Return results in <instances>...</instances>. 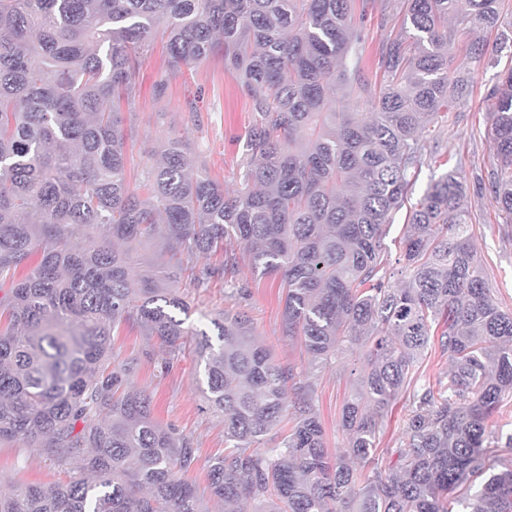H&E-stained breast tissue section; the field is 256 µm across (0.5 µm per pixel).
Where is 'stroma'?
<instances>
[{"label":"stroma","instance_id":"35a3bbf8","mask_svg":"<svg viewBox=\"0 0 512 512\" xmlns=\"http://www.w3.org/2000/svg\"><path fill=\"white\" fill-rule=\"evenodd\" d=\"M453 65L467 73L476 94L453 108L452 123L445 127L442 146L448 168H459L465 184L467 204L472 214V244L482 260L487 283L503 310L512 312V224L503 223L496 203L481 190L479 180L492 162L488 130L491 102L480 90L497 80L498 70L471 61L465 46H456ZM163 45H156L136 73L137 94L124 115L132 131L129 151V177L138 180L152 165L160 141L182 139L190 160L204 158L210 176L225 190H235L241 151L239 139L254 123L255 114L235 81L224 71L221 60L201 64L184 74L169 70ZM249 294L241 299L240 311L250 317L255 332L282 363L300 372H312L315 405L325 430L330 455L342 454L346 446L341 428V411L361 367L358 356L344 355L335 365L310 370L300 340L281 336L280 276L255 277L243 272ZM196 311L189 323L197 329H210L211 318L224 310V283L217 280L207 288L187 291ZM120 357L133 358L137 368L133 380L153 398L157 421L174 428L177 434L193 439L198 461L189 477L198 488L208 482V465L213 455L224 451V426L207 408L198 385L203 375L194 352L193 337H186L182 352L169 371H160L163 355L156 339L145 336L138 326L122 328L115 338ZM63 476L34 448L0 445V489L17 484L49 487Z\"/></svg>","mask_w":512,"mask_h":512}]
</instances>
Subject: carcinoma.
<instances>
[{
    "instance_id": "cac0c4a2",
    "label": "carcinoma",
    "mask_w": 512,
    "mask_h": 512,
    "mask_svg": "<svg viewBox=\"0 0 512 512\" xmlns=\"http://www.w3.org/2000/svg\"><path fill=\"white\" fill-rule=\"evenodd\" d=\"M377 1L380 25L396 18L400 33L379 44L372 81L353 0H0V443L38 448L68 475L0 491V512H208L185 479L192 439L156 420L134 361L114 350L131 322L170 355L196 337L200 391L224 424L208 485L224 512L243 500L252 512H512V464L492 431L512 397V313L471 244L463 178L448 171L411 198L439 155L425 133L473 91L451 50L495 64L512 22L501 0ZM488 29L490 49L476 38ZM160 35L170 69L217 57L251 103L233 193L189 170L179 139L160 142L131 185L122 112ZM351 97L369 111L346 109ZM485 99L482 184L512 224V65ZM403 210L395 287L385 239ZM85 228L108 239L82 247ZM145 240L167 261L137 272ZM245 259L281 275L282 335L302 337L312 363L361 352L341 417L346 455L325 448L312 382L274 359L246 315L224 308L213 336L187 325L180 288H206ZM246 295L224 282V302ZM434 335L450 369L431 381L419 364ZM404 397L398 447L357 475L350 461L376 460Z\"/></svg>"
}]
</instances>
